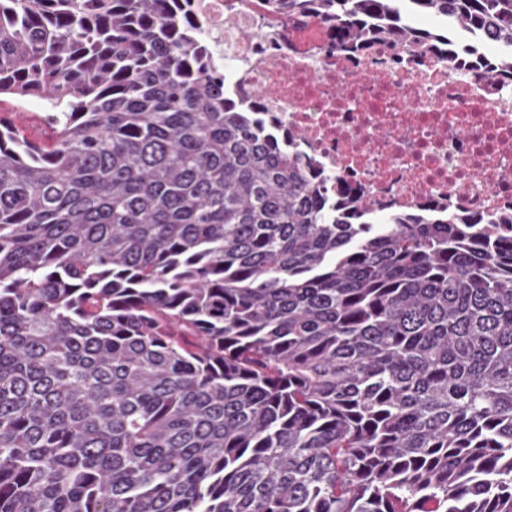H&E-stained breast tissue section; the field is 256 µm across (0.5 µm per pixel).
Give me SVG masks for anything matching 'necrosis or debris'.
Returning <instances> with one entry per match:
<instances>
[{"label":"necrosis or debris","instance_id":"obj_1","mask_svg":"<svg viewBox=\"0 0 512 512\" xmlns=\"http://www.w3.org/2000/svg\"><path fill=\"white\" fill-rule=\"evenodd\" d=\"M224 34L229 96L271 89L261 115L303 162L352 177L381 214L426 204L451 213L512 212V89L478 76L491 39L457 31L464 55L402 57L376 47L347 57L318 20L287 41L254 0H204Z\"/></svg>","mask_w":512,"mask_h":512}]
</instances>
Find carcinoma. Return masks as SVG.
Returning a JSON list of instances; mask_svg holds the SVG:
<instances>
[{"mask_svg":"<svg viewBox=\"0 0 512 512\" xmlns=\"http://www.w3.org/2000/svg\"><path fill=\"white\" fill-rule=\"evenodd\" d=\"M512 0H263L423 57ZM199 0H0V512H512V215L361 187L224 101Z\"/></svg>","mask_w":512,"mask_h":512,"instance_id":"1","label":"carcinoma"}]
</instances>
